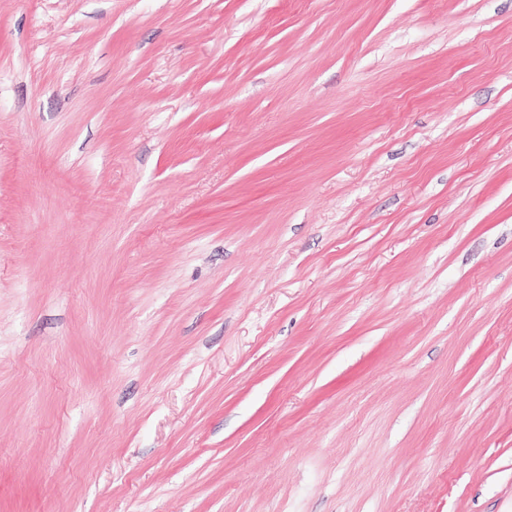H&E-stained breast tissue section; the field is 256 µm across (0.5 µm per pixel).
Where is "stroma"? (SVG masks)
Instances as JSON below:
<instances>
[{"label":"stroma","mask_w":512,"mask_h":512,"mask_svg":"<svg viewBox=\"0 0 512 512\" xmlns=\"http://www.w3.org/2000/svg\"><path fill=\"white\" fill-rule=\"evenodd\" d=\"M0 512H512V0H0Z\"/></svg>","instance_id":"35a3bbf8"}]
</instances>
